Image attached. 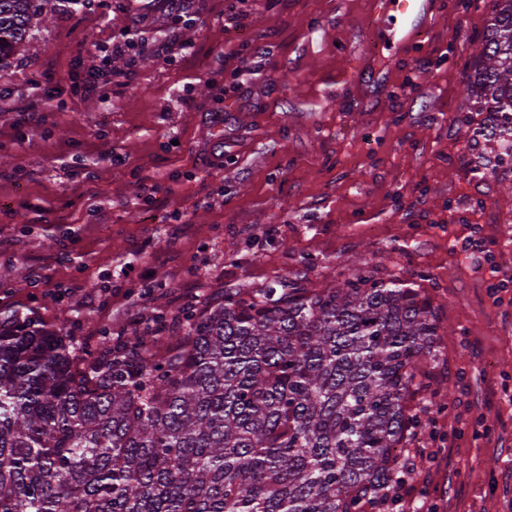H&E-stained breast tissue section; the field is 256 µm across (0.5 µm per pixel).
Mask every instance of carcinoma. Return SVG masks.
Wrapping results in <instances>:
<instances>
[{
  "mask_svg": "<svg viewBox=\"0 0 512 512\" xmlns=\"http://www.w3.org/2000/svg\"><path fill=\"white\" fill-rule=\"evenodd\" d=\"M32 0H0V66ZM465 85L512 136V0ZM439 319L418 288L355 269L325 288H226L161 338L97 353L0 315V512H384L428 426Z\"/></svg>",
  "mask_w": 512,
  "mask_h": 512,
  "instance_id": "cac0c4a2",
  "label": "carcinoma"
}]
</instances>
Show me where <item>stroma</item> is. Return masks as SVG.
<instances>
[{"label": "stroma", "instance_id": "1", "mask_svg": "<svg viewBox=\"0 0 512 512\" xmlns=\"http://www.w3.org/2000/svg\"><path fill=\"white\" fill-rule=\"evenodd\" d=\"M34 7L0 66V311L92 351L363 259L437 308V405L411 442L437 512H512V303L490 296L512 278V157L463 92L490 0H434L393 56L374 49L377 0ZM106 55L104 93L83 94Z\"/></svg>", "mask_w": 512, "mask_h": 512}]
</instances>
